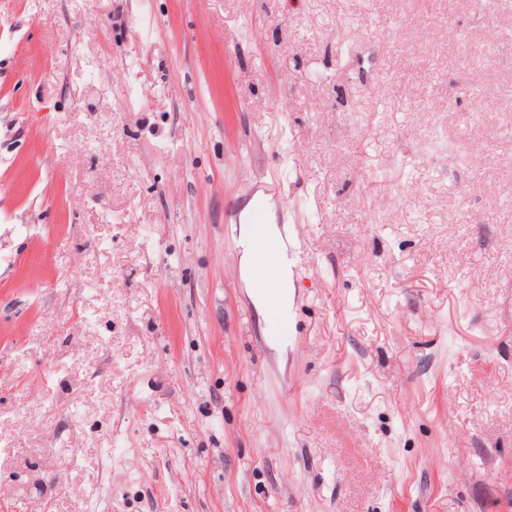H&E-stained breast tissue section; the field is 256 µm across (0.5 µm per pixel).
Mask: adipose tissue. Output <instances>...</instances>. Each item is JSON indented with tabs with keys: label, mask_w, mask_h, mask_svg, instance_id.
<instances>
[{
	"label": "adipose tissue",
	"mask_w": 512,
	"mask_h": 512,
	"mask_svg": "<svg viewBox=\"0 0 512 512\" xmlns=\"http://www.w3.org/2000/svg\"><path fill=\"white\" fill-rule=\"evenodd\" d=\"M274 244L277 248L278 260L267 277H260V254L267 244ZM239 256L240 268L245 281L252 290L254 302L260 311L269 308L270 294H278L280 298H287L291 286L293 270L288 259L289 240L285 229L280 228L276 221H268L263 232H256L254 225L241 224L240 226Z\"/></svg>",
	"instance_id": "ef3b65f1"
}]
</instances>
